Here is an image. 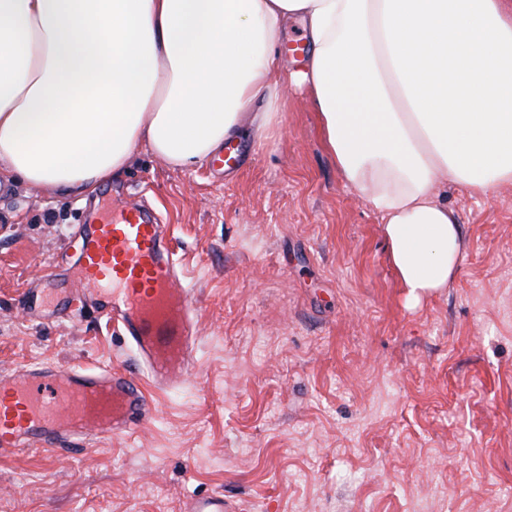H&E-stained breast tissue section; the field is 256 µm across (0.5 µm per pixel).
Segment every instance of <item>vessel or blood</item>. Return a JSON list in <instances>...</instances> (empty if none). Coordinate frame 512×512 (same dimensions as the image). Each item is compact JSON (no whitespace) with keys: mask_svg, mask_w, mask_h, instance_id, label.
Returning a JSON list of instances; mask_svg holds the SVG:
<instances>
[{"mask_svg":"<svg viewBox=\"0 0 512 512\" xmlns=\"http://www.w3.org/2000/svg\"><path fill=\"white\" fill-rule=\"evenodd\" d=\"M79 285L54 289L55 274L35 299L29 321L45 311L61 321L87 309L116 321L135 372L44 364L0 374V457L26 449L66 456L97 437L132 435L154 416L152 393L181 387L195 361L191 290L166 229L140 206L82 227Z\"/></svg>","mask_w":512,"mask_h":512,"instance_id":"vessel-or-blood-1","label":"vessel or blood"}]
</instances>
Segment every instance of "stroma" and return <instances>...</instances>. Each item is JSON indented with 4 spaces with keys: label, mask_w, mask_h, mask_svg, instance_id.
I'll use <instances>...</instances> for the list:
<instances>
[{
    "label": "stroma",
    "mask_w": 512,
    "mask_h": 512,
    "mask_svg": "<svg viewBox=\"0 0 512 512\" xmlns=\"http://www.w3.org/2000/svg\"><path fill=\"white\" fill-rule=\"evenodd\" d=\"M234 172L138 150L88 200L0 179V371L128 367L116 326L29 322L24 294L74 270L79 227L148 202L187 271L197 364L131 437L60 461L0 459V512H512V186L449 187L460 269L407 306L381 220L322 144L309 98L250 129Z\"/></svg>",
    "instance_id": "stroma-1"
}]
</instances>
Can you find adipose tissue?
<instances>
[{"mask_svg": "<svg viewBox=\"0 0 512 512\" xmlns=\"http://www.w3.org/2000/svg\"><path fill=\"white\" fill-rule=\"evenodd\" d=\"M285 81L379 213L407 301L447 288L445 189L512 183V0H0V175L85 197L140 146L201 165L245 118L271 127Z\"/></svg>", "mask_w": 512, "mask_h": 512, "instance_id": "1", "label": "adipose tissue"}]
</instances>
